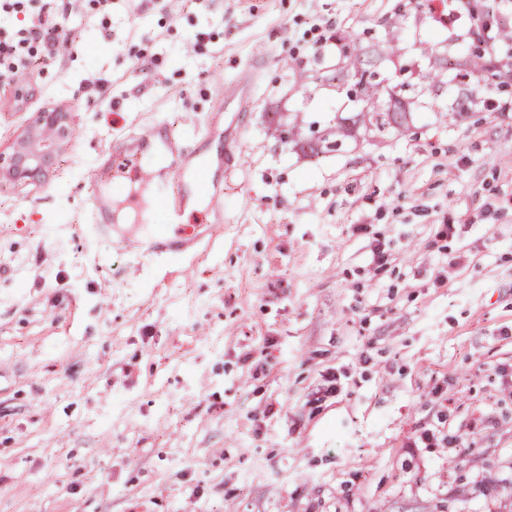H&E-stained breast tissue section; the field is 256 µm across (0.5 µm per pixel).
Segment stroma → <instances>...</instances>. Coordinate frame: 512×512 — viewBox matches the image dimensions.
<instances>
[{
    "label": "stroma",
    "mask_w": 512,
    "mask_h": 512,
    "mask_svg": "<svg viewBox=\"0 0 512 512\" xmlns=\"http://www.w3.org/2000/svg\"><path fill=\"white\" fill-rule=\"evenodd\" d=\"M428 3L79 0L78 43L0 107L2 154L36 112L71 129L39 179L0 174V512H512V84L430 82L465 48ZM349 54L413 85L406 125L283 142L359 113ZM246 75L240 112L216 80ZM217 111L199 251L90 239L101 153L158 122L207 151Z\"/></svg>",
    "instance_id": "obj_1"
}]
</instances>
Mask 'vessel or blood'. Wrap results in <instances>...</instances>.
Segmentation results:
<instances>
[{
  "label": "vessel or blood",
  "mask_w": 512,
  "mask_h": 512,
  "mask_svg": "<svg viewBox=\"0 0 512 512\" xmlns=\"http://www.w3.org/2000/svg\"><path fill=\"white\" fill-rule=\"evenodd\" d=\"M103 185L96 196L89 236L99 241L118 240L129 249L161 260H175L197 251L202 237L198 227L183 224L185 212L199 199L209 201L212 223L224 221L220 185L224 177V155L204 154L183 147L164 126L113 141L100 157ZM131 166L128 182L149 191L153 203L166 207L167 225L142 226L137 235L127 236L118 227L120 200L127 182L115 178L119 163Z\"/></svg>",
  "instance_id": "vessel-or-blood-1"
}]
</instances>
